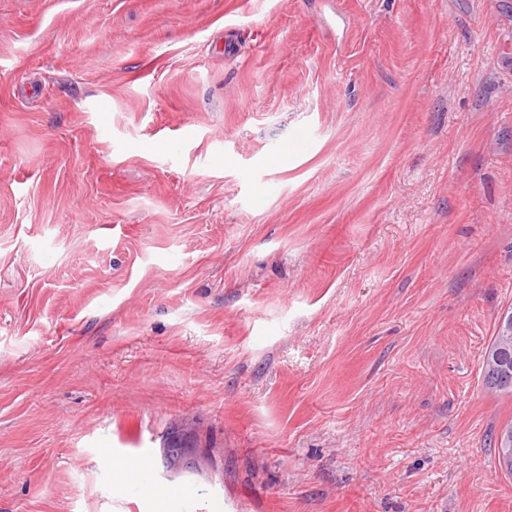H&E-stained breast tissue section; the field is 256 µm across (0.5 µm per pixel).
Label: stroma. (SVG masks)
<instances>
[{
	"label": "stroma",
	"mask_w": 512,
	"mask_h": 512,
	"mask_svg": "<svg viewBox=\"0 0 512 512\" xmlns=\"http://www.w3.org/2000/svg\"><path fill=\"white\" fill-rule=\"evenodd\" d=\"M512 0H0V512H512ZM482 382L496 394H512V326L508 334L499 329L482 361Z\"/></svg>",
	"instance_id": "obj_1"
}]
</instances>
